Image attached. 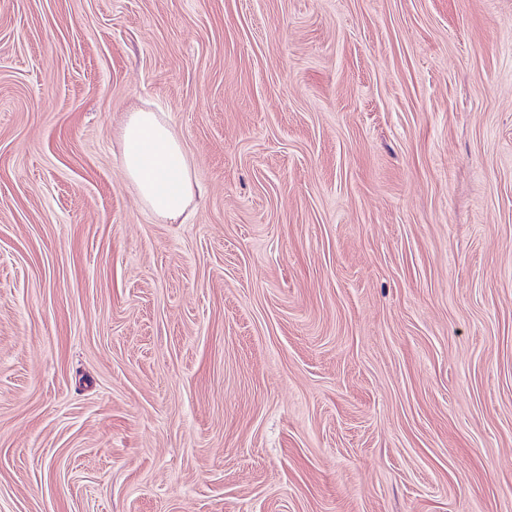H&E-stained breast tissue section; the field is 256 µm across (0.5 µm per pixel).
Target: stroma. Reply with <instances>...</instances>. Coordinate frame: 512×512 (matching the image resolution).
Masks as SVG:
<instances>
[{"label": "stroma", "instance_id": "stroma-1", "mask_svg": "<svg viewBox=\"0 0 512 512\" xmlns=\"http://www.w3.org/2000/svg\"><path fill=\"white\" fill-rule=\"evenodd\" d=\"M0 512H512V0H0ZM122 163L141 204L163 220H177L195 197L188 157L164 113L130 112L122 126Z\"/></svg>", "mask_w": 512, "mask_h": 512}]
</instances>
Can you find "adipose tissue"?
I'll list each match as a JSON object with an SVG mask.
<instances>
[{
  "label": "adipose tissue",
  "instance_id": "ef3b65f1",
  "mask_svg": "<svg viewBox=\"0 0 512 512\" xmlns=\"http://www.w3.org/2000/svg\"><path fill=\"white\" fill-rule=\"evenodd\" d=\"M122 163L141 204L164 220L190 207L196 190L188 157L165 114L129 113L121 130Z\"/></svg>",
  "mask_w": 512,
  "mask_h": 512
}]
</instances>
